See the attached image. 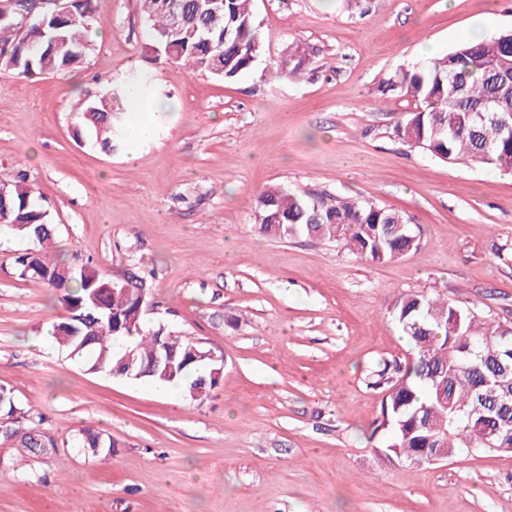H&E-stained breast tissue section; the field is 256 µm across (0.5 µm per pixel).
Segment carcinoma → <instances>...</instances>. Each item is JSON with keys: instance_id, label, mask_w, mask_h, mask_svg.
Masks as SVG:
<instances>
[{"instance_id": "obj_1", "label": "carcinoma", "mask_w": 512, "mask_h": 512, "mask_svg": "<svg viewBox=\"0 0 512 512\" xmlns=\"http://www.w3.org/2000/svg\"><path fill=\"white\" fill-rule=\"evenodd\" d=\"M151 50L197 73L232 81L251 69L261 51L251 0H224L213 17L205 0H140ZM93 0H72L60 16L49 4L19 0L0 7V70L23 77L68 72L84 63L91 50ZM68 43L56 51L52 38ZM224 53V72L214 71V55ZM308 55L289 46L272 72L293 80L305 70ZM423 104L406 113L395 133L404 142L445 162L470 160L488 169L512 167V130L501 122L512 112V32L477 42L457 43L447 54L417 62L388 83ZM88 102L76 113L75 134L112 152L114 136L132 142L131 128L115 131L112 100ZM24 181L0 185V232L29 240L16 259L21 280H40L64 289L59 299L72 330L52 325L57 347L94 373L133 381L156 377L202 403L219 380L194 375L201 364L209 372L220 364L210 350L164 327L148 328L139 309L152 306L146 278L108 277L92 259L69 263L51 250L54 227L32 199ZM261 222L256 231L269 238L334 242L360 261L399 259L419 246L406 217L375 203H359L322 192L268 188L256 196ZM71 269L60 275L57 269ZM388 315L411 344L410 358L384 363L375 388L383 389L376 430L383 432V460L429 463L439 455L452 459L487 446L512 448V323L483 321L469 306L440 296L401 293ZM169 349L171 365H156ZM29 423L24 446L45 448L41 419L15 403L13 391L0 387V430L10 436Z\"/></svg>"}]
</instances>
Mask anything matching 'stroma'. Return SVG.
<instances>
[{"label":"stroma","instance_id":"35a3bbf8","mask_svg":"<svg viewBox=\"0 0 512 512\" xmlns=\"http://www.w3.org/2000/svg\"><path fill=\"white\" fill-rule=\"evenodd\" d=\"M92 49L63 75L0 74V182L26 175L64 256L114 279L152 272L148 327L224 360L203 403L93 373L39 347L65 311L0 250V385L43 419L53 447L0 434V512H512V453L385 465L365 377L410 344L387 314L401 293L441 295L512 321V172L444 163L394 127L416 100L386 84L472 31L512 29V0H254L262 54L218 81L155 56L139 0H95ZM313 54L299 81L269 71L285 46ZM147 73L157 145L103 152L74 113ZM270 186L406 214L417 249L363 263L335 244L256 232ZM83 429L112 447L94 456Z\"/></svg>","mask_w":512,"mask_h":512}]
</instances>
